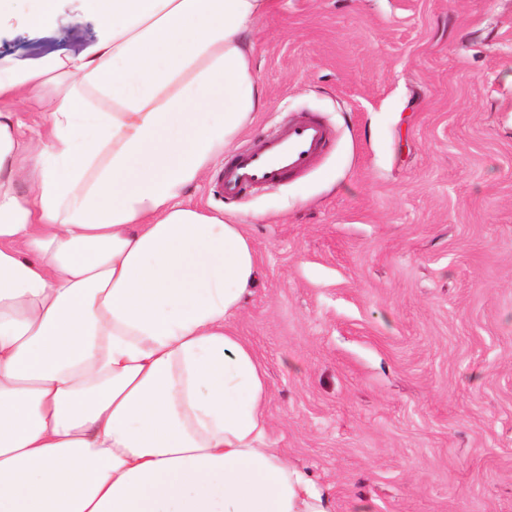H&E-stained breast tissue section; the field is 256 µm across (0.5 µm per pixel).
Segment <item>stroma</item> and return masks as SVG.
Here are the masks:
<instances>
[{"mask_svg":"<svg viewBox=\"0 0 512 512\" xmlns=\"http://www.w3.org/2000/svg\"><path fill=\"white\" fill-rule=\"evenodd\" d=\"M0 57L94 41L93 20ZM264 107L186 198L244 219L260 279L232 319L268 441L328 512H512V0H280L251 34ZM332 131L305 172L214 193L226 155Z\"/></svg>","mask_w":512,"mask_h":512,"instance_id":"35a3bbf8","label":"stroma"}]
</instances>
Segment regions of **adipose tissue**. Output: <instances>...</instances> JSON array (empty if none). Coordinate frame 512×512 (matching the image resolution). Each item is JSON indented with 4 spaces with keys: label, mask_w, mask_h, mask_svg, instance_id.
Masks as SVG:
<instances>
[{
    "label": "adipose tissue",
    "mask_w": 512,
    "mask_h": 512,
    "mask_svg": "<svg viewBox=\"0 0 512 512\" xmlns=\"http://www.w3.org/2000/svg\"><path fill=\"white\" fill-rule=\"evenodd\" d=\"M83 2L93 43L0 59V512H327L231 325L252 242L185 199L263 105L276 0Z\"/></svg>",
    "instance_id": "1"
}]
</instances>
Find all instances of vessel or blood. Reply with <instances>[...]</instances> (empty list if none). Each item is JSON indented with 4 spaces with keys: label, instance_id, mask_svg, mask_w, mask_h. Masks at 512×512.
I'll return each instance as SVG.
<instances>
[{
    "label": "vessel or blood",
    "instance_id": "1",
    "mask_svg": "<svg viewBox=\"0 0 512 512\" xmlns=\"http://www.w3.org/2000/svg\"><path fill=\"white\" fill-rule=\"evenodd\" d=\"M330 136V130L313 119L288 125L263 149L236 155L218 175L216 189L234 197L253 185L278 183L285 175L306 169Z\"/></svg>",
    "mask_w": 512,
    "mask_h": 512
}]
</instances>
